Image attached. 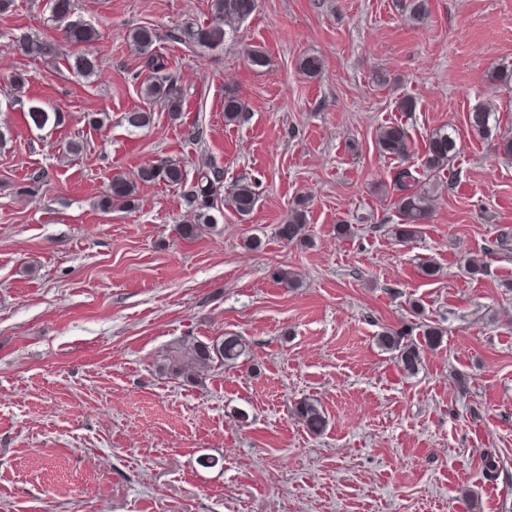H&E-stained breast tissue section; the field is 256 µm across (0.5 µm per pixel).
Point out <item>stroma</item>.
Returning <instances> with one entry per match:
<instances>
[{"label": "stroma", "instance_id": "35a3bbf8", "mask_svg": "<svg viewBox=\"0 0 512 512\" xmlns=\"http://www.w3.org/2000/svg\"><path fill=\"white\" fill-rule=\"evenodd\" d=\"M405 3L258 0L209 48L172 33L209 23L211 0H75L88 46L65 42L49 0L0 12V512H512V240L494 245L512 236V159L496 148L512 83L490 79L512 68V0H426L418 20ZM140 27L158 36L179 116L140 93L127 41ZM23 36L63 54L31 57ZM305 56L319 75L300 71ZM228 89L245 104L231 124ZM478 107L492 137L467 125ZM134 111L150 124L130 126ZM394 122L414 164L437 130L457 132L408 243L393 234L398 162L376 146ZM169 161L252 181L253 213L219 206L185 239L195 210L167 183L139 184L134 209L100 208L113 176ZM300 201L308 238L289 243L277 229ZM473 257L485 275L466 273ZM428 324L442 343L407 373L379 338L422 344ZM224 336L246 355L189 381L161 372L175 348ZM304 399L322 435L299 422ZM295 412L303 427L312 435H321L326 428L327 420L319 407L304 400L295 405Z\"/></svg>", "mask_w": 512, "mask_h": 512}]
</instances>
